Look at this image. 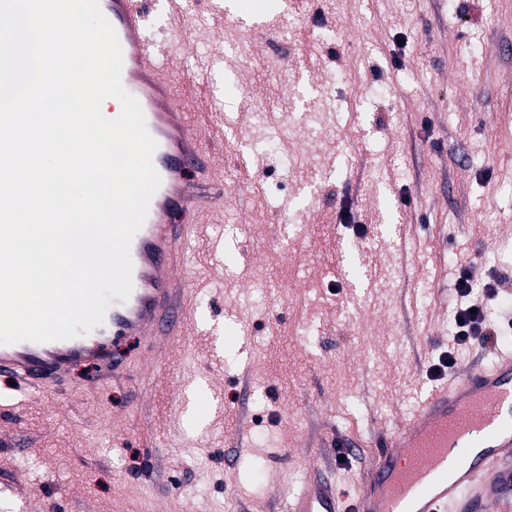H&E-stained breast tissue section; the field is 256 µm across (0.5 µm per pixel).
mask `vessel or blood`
Returning <instances> with one entry per match:
<instances>
[{
    "label": "vessel or blood",
    "instance_id": "obj_1",
    "mask_svg": "<svg viewBox=\"0 0 512 512\" xmlns=\"http://www.w3.org/2000/svg\"><path fill=\"white\" fill-rule=\"evenodd\" d=\"M122 47L121 82L139 102L157 148L160 177L146 219L131 244L132 292L113 299L104 328L116 336L178 337L190 316L184 249L195 234L184 213L202 210L207 187L200 174L215 160L203 139L223 136L218 103L213 119L189 122L173 108L171 68L145 35L143 0H99ZM78 339L0 345V372L35 391L62 387L82 357ZM122 357L104 359V379L128 382ZM337 489L310 477L289 512H343ZM352 512H512V350L495 351L431 392L410 422L384 435L377 461Z\"/></svg>",
    "mask_w": 512,
    "mask_h": 512
}]
</instances>
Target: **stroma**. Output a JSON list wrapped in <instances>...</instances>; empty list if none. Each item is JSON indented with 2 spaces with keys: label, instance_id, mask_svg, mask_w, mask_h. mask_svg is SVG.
Returning <instances> with one entry per match:
<instances>
[{
  "label": "stroma",
  "instance_id": "stroma-1",
  "mask_svg": "<svg viewBox=\"0 0 512 512\" xmlns=\"http://www.w3.org/2000/svg\"><path fill=\"white\" fill-rule=\"evenodd\" d=\"M222 2L148 25L175 85L222 54L194 109L224 98L250 155L195 216L187 336L90 332L56 392L0 374V512H285L314 468L353 501L441 352L488 355L448 336L460 269L512 310V0H264L263 35ZM115 352L133 385L98 381Z\"/></svg>",
  "mask_w": 512,
  "mask_h": 512
}]
</instances>
